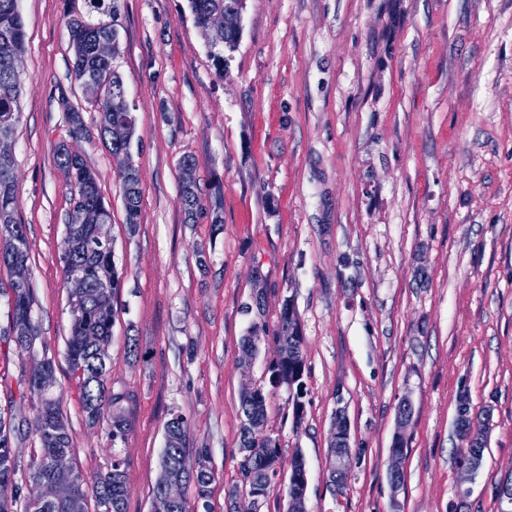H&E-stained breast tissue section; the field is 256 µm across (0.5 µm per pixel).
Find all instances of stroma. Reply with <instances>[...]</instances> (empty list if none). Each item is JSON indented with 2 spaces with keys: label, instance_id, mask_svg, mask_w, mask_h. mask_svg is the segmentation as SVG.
<instances>
[{
  "label": "stroma",
  "instance_id": "obj_1",
  "mask_svg": "<svg viewBox=\"0 0 512 512\" xmlns=\"http://www.w3.org/2000/svg\"><path fill=\"white\" fill-rule=\"evenodd\" d=\"M85 0H19L21 121L9 141L17 214L31 242L32 347L9 327L11 273L0 267V414L20 433L26 468L39 447L40 395L25 380L55 364L58 398L83 475L126 462L127 512H151L171 411L189 420L215 473L211 512L238 479L247 384H267L292 299L307 394L294 426L286 390L267 392L263 434L283 461L301 449L308 512H506L512 479V0H246L225 73L186 0H118L112 61L141 140L142 206L128 234L99 110L72 73L66 16ZM85 119L72 137L60 103ZM95 170L123 287L107 348V385L131 423L113 443L89 426L66 359L69 287L59 261L73 189L59 143ZM203 198L220 182L224 230L184 221L182 156ZM262 287L266 324L241 369L245 313ZM137 341L140 357L128 352ZM486 427L466 499L456 399ZM403 483H389L401 400ZM350 429V473L331 480L336 411Z\"/></svg>",
  "mask_w": 512,
  "mask_h": 512
}]
</instances>
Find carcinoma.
Here are the masks:
<instances>
[{
  "mask_svg": "<svg viewBox=\"0 0 512 512\" xmlns=\"http://www.w3.org/2000/svg\"><path fill=\"white\" fill-rule=\"evenodd\" d=\"M195 24L204 34L213 50V60L219 72H224L228 57L224 52L235 51L242 31V13L246 0H187ZM66 25L73 50V71L100 77L106 81L103 98L98 104L101 138L109 145L112 157L118 164V174L123 190L125 224L133 234L141 214V189L138 169L132 148L136 137V119L125 102L121 75L112 61L98 54V43L112 40L113 23H93L80 12L67 15ZM25 27L18 9V0H0V132L13 134L20 121L19 79L14 73V61L21 56L25 45ZM67 112L71 132L75 135L86 131L81 111L72 106L66 96H61ZM59 166L74 185L72 209L68 226L70 240L61 247L59 257L62 271L77 265L82 268L88 283L85 292L70 297L71 328L67 344V360L72 371L82 379V407L88 421L97 423L109 419L112 442L123 441L131 424L121 410L124 395L107 387V347L112 335L115 318L114 302L122 287L112 251L105 246L110 238L108 230L112 214L106 206L95 172L81 156L72 153L64 144L57 149ZM12 154H0V265L8 269L26 267L30 260L31 246L26 225L16 219L17 186ZM183 179L180 203L185 218L194 223L203 215L210 223L220 227L224 223L217 206H206L199 192L193 170L195 161L185 156L180 161ZM10 324L8 335L21 345L26 337L35 335L31 319L33 293L30 284L10 282ZM278 341L286 345V356L273 361L269 368V382L273 387H291L293 425H301L304 416L302 402L304 387L303 338L300 337L298 316L293 305L286 301L280 311ZM243 415L240 447L254 452L242 453L240 484L228 493L227 512H240L237 493L245 489L267 500L272 491L275 475L273 462L281 457L274 439L258 438L254 427L262 425L267 417V401L263 388L242 392ZM38 416L46 424L39 436L40 448L28 468L27 495H22L18 480V466L12 451V437L16 427L0 417V512H89L88 499L94 498L97 512H127V482L125 461L112 458L111 469L103 475L86 481L74 467L55 468L52 461L59 455L72 454L68 425L57 399H44ZM169 443L163 450L160 476L154 487L156 512H189L188 501L169 508L162 497V486L169 480L182 482L194 490L198 499L211 494L215 475L201 448H193L188 420L184 414L172 413L165 424ZM44 482L75 483L72 502L68 504L44 503L38 498L39 485Z\"/></svg>",
  "mask_w": 512,
  "mask_h": 512,
  "instance_id": "cac0c4a2",
  "label": "carcinoma"
}]
</instances>
